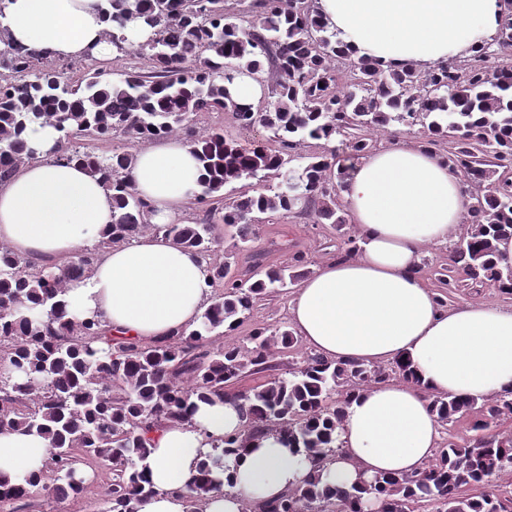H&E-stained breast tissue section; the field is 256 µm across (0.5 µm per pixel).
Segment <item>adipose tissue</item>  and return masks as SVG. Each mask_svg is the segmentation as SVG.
Returning <instances> with one entry per match:
<instances>
[{"mask_svg": "<svg viewBox=\"0 0 512 512\" xmlns=\"http://www.w3.org/2000/svg\"><path fill=\"white\" fill-rule=\"evenodd\" d=\"M100 7L101 0H7L10 40L61 58L109 59L112 25ZM316 7L351 58L420 69L472 55L493 36L499 12L498 0H316ZM24 137L43 157L0 181V242L24 257L62 262L101 240L113 222L112 196L86 169L56 160L53 127L30 125ZM341 166V203L359 229L360 252L328 261L301 283L290 306L293 327L331 359H407L420 381L357 394L341 425L343 453L323 471L331 486L421 470L440 440L430 394L482 398L512 388V308H441L419 273L422 248L455 238L466 215L459 175L409 140ZM204 175L188 142L164 136L136 153L128 179L152 223L172 224L198 200ZM210 292L197 253L147 233L101 252L87 276L69 283L65 300L76 317H101L113 336L152 342L197 322ZM242 424L238 402L228 398L155 432L147 466L156 493L137 512H190L185 486L201 452ZM48 448L35 433H0V479L40 471ZM312 469L279 435L251 438L233 462L232 490L212 494L203 512H242L278 499Z\"/></svg>", "mask_w": 512, "mask_h": 512, "instance_id": "adipose-tissue-1", "label": "adipose tissue"}]
</instances>
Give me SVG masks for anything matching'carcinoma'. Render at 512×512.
I'll use <instances>...</instances> for the list:
<instances>
[{"label":"carcinoma","instance_id":"1","mask_svg":"<svg viewBox=\"0 0 512 512\" xmlns=\"http://www.w3.org/2000/svg\"><path fill=\"white\" fill-rule=\"evenodd\" d=\"M226 2L105 0L115 58L145 62L116 78L91 68L76 81L66 79L60 59L23 46L0 55V181L38 155L22 137L27 126L49 124L58 132L61 157L98 176L114 208L106 236L60 268L0 248V357L9 363L0 373V431L36 432L49 441L45 473L0 481L1 502L27 508L39 489L56 499L76 498L84 489L81 465L96 460L112 474L103 487L109 512H136V503L155 493L145 465L150 434L190 421L197 403L224 399V386L243 374L274 369L277 350L294 343L289 327L257 328L247 346L215 348L212 337L250 316L267 289L306 276L292 266H271L256 279L251 266L240 265L257 238L259 216L297 208L315 224L346 223L337 203L346 171L333 179L335 155L301 154L308 139H345L355 159L375 147L374 132L392 127H422V146L434 153L451 137L440 158L464 178L470 199L451 261L472 285L512 293V263L495 259V241L512 235V0H505L495 36L475 54L426 72L351 59L313 0H253L252 16L240 21ZM134 19L151 30L136 45L125 35ZM243 71L275 76L272 101L253 107L233 98L227 85ZM208 112H228L242 127L268 130L277 147H242L221 127L196 133V117ZM179 132L209 175L200 200L221 203L180 224L151 223L147 204L127 180L130 150L99 154L76 145L79 137L135 143ZM259 175L276 185L224 198L226 186ZM219 222L235 229L227 253L214 235ZM148 231L197 252L209 286L222 292L196 324L173 336L147 347L116 343L101 320L68 312L66 288L91 271L101 251ZM397 376L413 377L407 362L370 365L312 354L288 373L234 394L245 410L243 433L203 454L186 486L191 512H202L211 493L232 487L233 458L247 439L268 432L305 454L317 472L278 501L243 512H365L370 502L382 512H415L422 502L435 512H499L500 498L512 497V490L485 485L512 475V432L486 430L512 419L511 390L480 399L434 396L440 423L471 412L477 435L448 440L421 471L375 475L349 487L321 485L318 470L341 451L339 429L351 397ZM333 394L339 397L334 406L328 403Z\"/></svg>","mask_w":512,"mask_h":512}]
</instances>
